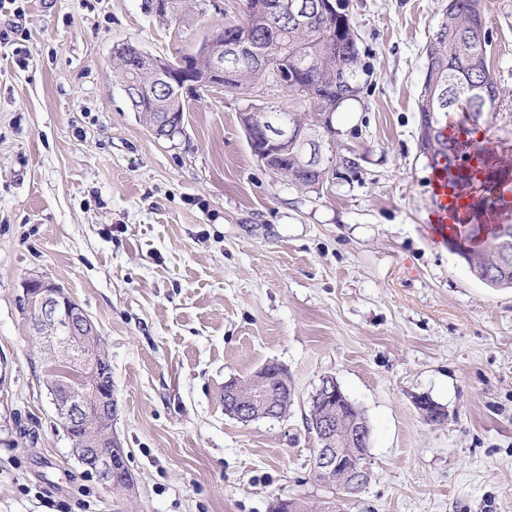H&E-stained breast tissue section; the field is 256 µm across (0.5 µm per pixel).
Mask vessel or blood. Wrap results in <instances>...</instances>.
Masks as SVG:
<instances>
[{
	"label": "vessel or blood",
	"mask_w": 512,
	"mask_h": 512,
	"mask_svg": "<svg viewBox=\"0 0 512 512\" xmlns=\"http://www.w3.org/2000/svg\"><path fill=\"white\" fill-rule=\"evenodd\" d=\"M460 154L462 159L458 169L451 171L442 164L434 169L430 233L437 242L466 236L475 224L512 222V179L501 177L492 181L486 204L475 207L471 193L463 187L474 156L465 146L461 147Z\"/></svg>",
	"instance_id": "1"
}]
</instances>
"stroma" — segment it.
<instances>
[{
    "label": "stroma",
    "mask_w": 512,
    "mask_h": 512,
    "mask_svg": "<svg viewBox=\"0 0 512 512\" xmlns=\"http://www.w3.org/2000/svg\"><path fill=\"white\" fill-rule=\"evenodd\" d=\"M448 0H350L363 87L335 113L354 159L309 192L266 170L239 114L287 90L212 89L174 140L131 112L114 49L193 53L243 0H0V512H270L332 499L310 469L309 397L334 376L371 427L372 478L344 512H512V288L475 278L427 224L418 147L426 45ZM500 92L476 129L512 158V0H484ZM36 273L94 321L132 492L87 473L40 379L18 295ZM268 363L286 417L240 423L230 380ZM446 412L430 423L415 405Z\"/></svg>",
    "instance_id": "stroma-1"
}]
</instances>
